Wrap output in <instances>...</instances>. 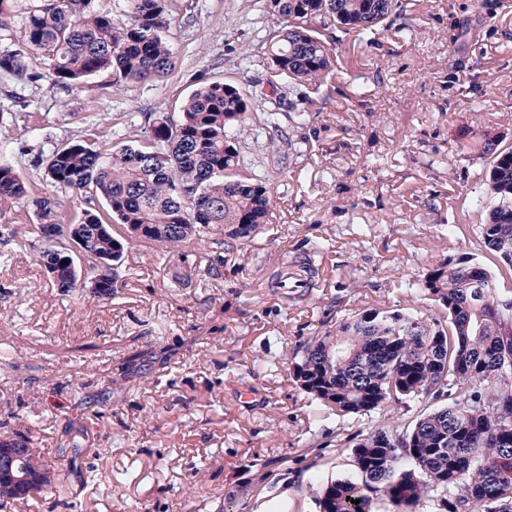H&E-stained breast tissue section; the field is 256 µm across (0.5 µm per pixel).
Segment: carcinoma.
I'll list each match as a JSON object with an SVG mask.
<instances>
[{
    "mask_svg": "<svg viewBox=\"0 0 512 512\" xmlns=\"http://www.w3.org/2000/svg\"><path fill=\"white\" fill-rule=\"evenodd\" d=\"M98 0H41L19 16L23 49L0 51V74L22 77L37 59L53 83L81 88L112 71L128 84L172 71L163 33L170 0H124L127 21L116 26ZM286 20L263 40L274 101L259 110L250 91L200 75L177 113H146L112 126L113 150L78 141L39 149L45 180L86 203L65 221L51 195L32 190L0 162V200H31L38 217L40 262L52 282L70 290L79 280L99 296L119 284L130 239L169 254L197 242L224 248V238H249L269 223L272 182L288 163L280 105L300 84L334 78L335 51L316 24H332L367 40L400 8L399 0H258ZM248 127L262 159L241 147ZM493 156L486 192L474 206L477 253L445 255L406 283L433 305L368 307L301 347L294 377L330 414L378 411L389 402L419 403L407 421L388 420L354 446L357 477L327 485L320 512H412L431 493L445 512H512V299L498 278L512 280V148L484 140ZM102 200L106 213L89 206ZM0 455L25 444L12 474L0 476V508L52 489L53 463L30 438L0 423ZM360 503H351V500Z\"/></svg>",
    "mask_w": 512,
    "mask_h": 512,
    "instance_id": "obj_1",
    "label": "carcinoma"
}]
</instances>
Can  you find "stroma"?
<instances>
[{"label": "stroma", "mask_w": 512, "mask_h": 512, "mask_svg": "<svg viewBox=\"0 0 512 512\" xmlns=\"http://www.w3.org/2000/svg\"><path fill=\"white\" fill-rule=\"evenodd\" d=\"M402 5L368 42L328 27L336 77L282 105L292 148L270 222L225 243L220 276L205 273L210 246L168 257L133 240L111 296L61 291L38 259L32 206L0 200V422L23 417L60 474L15 512L56 500L68 512H319L322 489L356 474L355 436L407 416L400 404L330 415L293 376L300 345L360 309L429 307L404 284L470 254L491 163L475 145L490 134L512 146V0ZM174 16L162 80L103 72L68 89L36 62L0 78V160L45 193L35 146L110 152L113 124L179 111L200 71L266 91L262 40L276 17L255 0H176ZM291 263L310 264V287L279 286ZM71 442L74 459L60 453ZM78 466L111 474V487H80Z\"/></svg>", "instance_id": "obj_1"}]
</instances>
